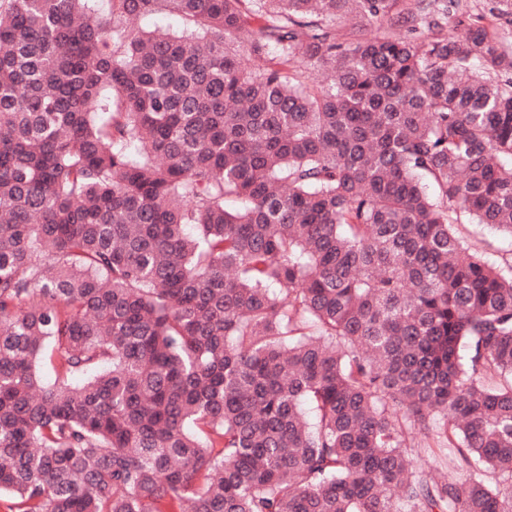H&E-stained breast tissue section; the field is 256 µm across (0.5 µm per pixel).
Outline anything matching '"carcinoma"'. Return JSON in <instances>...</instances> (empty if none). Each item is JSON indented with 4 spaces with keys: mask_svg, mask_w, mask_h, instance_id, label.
<instances>
[{
    "mask_svg": "<svg viewBox=\"0 0 512 512\" xmlns=\"http://www.w3.org/2000/svg\"><path fill=\"white\" fill-rule=\"evenodd\" d=\"M95 2L0 0V508L512 512V0ZM138 25L145 30L179 31L182 29L180 18L171 12L160 11L138 20ZM459 230L464 236H467L471 241L482 242L484 241L490 242L493 244V247L486 250V256L495 260L498 256V250L508 246V242L505 239L500 238L495 234V232L484 226H477L472 224H463L459 227Z\"/></svg>",
    "mask_w": 512,
    "mask_h": 512,
    "instance_id": "1",
    "label": "carcinoma"
}]
</instances>
